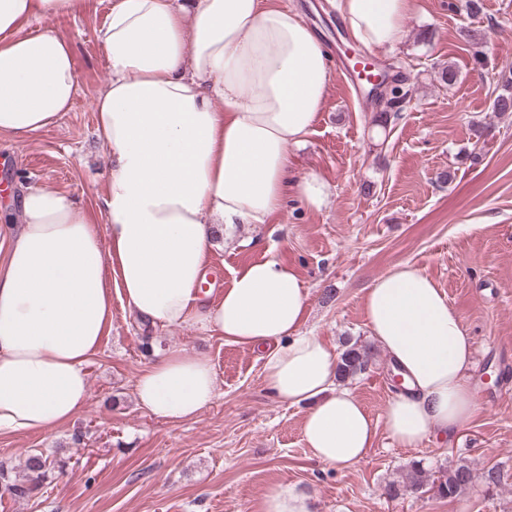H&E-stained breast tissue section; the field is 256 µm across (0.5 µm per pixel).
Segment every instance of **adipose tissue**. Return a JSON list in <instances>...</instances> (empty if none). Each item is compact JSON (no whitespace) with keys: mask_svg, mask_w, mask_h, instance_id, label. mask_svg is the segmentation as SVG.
Here are the masks:
<instances>
[{"mask_svg":"<svg viewBox=\"0 0 512 512\" xmlns=\"http://www.w3.org/2000/svg\"><path fill=\"white\" fill-rule=\"evenodd\" d=\"M74 0H0V135L24 139L71 111L70 44L40 22ZM416 0H337L352 37L392 50ZM101 39L111 78L95 100L107 147L105 225L60 193L27 188L22 227L0 222V435L67 423L88 395L85 367L112 325V298L163 328L190 324L262 353L279 403L306 405L314 460L348 469L376 427L336 384L338 354L304 330L309 291L275 259L237 270L214 300L201 293L225 224H265L286 190L321 209L324 183L295 175L290 150L309 135L331 78L313 28L278 0H111ZM117 279L107 284L105 271ZM373 339L406 389L381 425L402 448L454 436L477 410L474 345L446 293L408 263L364 293ZM205 354L164 350L138 376L139 404L172 423L216 397Z\"/></svg>","mask_w":512,"mask_h":512,"instance_id":"obj_1","label":"adipose tissue"}]
</instances>
